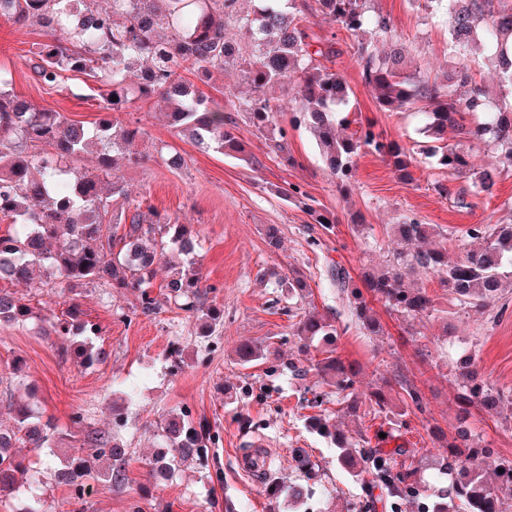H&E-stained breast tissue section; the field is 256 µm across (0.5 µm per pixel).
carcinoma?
<instances>
[{
	"mask_svg": "<svg viewBox=\"0 0 512 512\" xmlns=\"http://www.w3.org/2000/svg\"><path fill=\"white\" fill-rule=\"evenodd\" d=\"M434 14L448 19V54L453 63L447 78L429 81L400 68L401 48L388 57L377 53L376 42L392 32L390 18L370 10V0H254L243 13L239 0H0V17L22 26H37L47 36L35 51L33 71L49 87L59 85L67 73L91 79L103 94V116L85 126L58 112L36 107L4 89L8 73L0 71V223L12 224L14 232L0 235V324L27 321L35 311L8 289L26 281L34 268L45 270L59 287L99 284L133 290L140 294L141 313L159 309L148 288L156 266L167 250L183 256L182 265L165 285L166 299L192 314L203 333L223 320L224 310L206 304L207 285L195 259V236L186 224L157 215L147 221L139 210L112 212V197L125 190L112 180L116 154L130 152L143 130L135 123L111 119L136 101L156 95L165 104L168 125L188 133L199 145L226 155L243 153L233 133L232 117L215 102L182 79L181 72L209 76L228 66L242 69L255 96L247 114L257 132L273 142L281 162L294 164L288 155V129L279 125L280 100L267 94L275 87L297 88L291 125L315 135L324 162L341 189L349 190L355 176L356 157L369 150L391 165L400 179L413 180L410 156L403 146L375 131L371 122L360 124L349 135L339 133L352 110L353 92L342 74L331 68L340 56L331 40L314 44L306 32L307 15L317 12L331 24L357 38L356 59L365 85L375 92L379 111L400 112L418 107L426 116L422 133L440 140L448 129L458 142L438 146L431 157L452 175L471 180L474 195L490 196L502 171L512 169V104L501 103L476 83L469 55L476 46L497 79L499 93L512 96V4L508 0H415ZM235 25L246 43L227 37ZM118 100H112V97ZM493 146L499 165L477 164L472 144ZM96 150L95 171L65 168L89 150ZM124 225L121 236L114 229ZM398 247L385 265L363 274L364 289L354 284L340 266L328 270L330 280L350 294L349 307L356 323L370 336L383 327L364 294L403 317L430 316L434 301L427 289L414 286L409 275L418 269L434 275L441 287L461 305L481 309L512 293V224H474L465 236L479 246L463 258L448 262V237L434 224L410 220L390 227ZM51 331L70 338L67 348L82 363L102 360L104 351L94 344V325L79 319L77 306L68 318L51 323ZM292 335L304 342L337 335L333 321L314 312L292 324ZM237 361L248 365L266 356L265 348L242 344ZM289 371L302 378L314 371L335 387L337 403L346 414H383L389 407L383 391L365 399L355 394L359 367L345 363L334 350L310 357ZM458 426L446 450L437 455L438 465L451 477L445 496L428 504L422 501L419 470L400 457L408 449L387 450L371 445L364 436L355 440L326 416L309 417V427L332 438L339 466L368 489L366 508L379 502L385 512H396L401 502L419 501L418 512H502V500L512 498V460L494 461L495 483L488 482L476 462L490 457L469 418L471 409L493 414L512 404V391L487 381L474 358L468 357L459 373ZM403 392L404 405L425 414L419 390L406 379H394ZM13 424H0V502L20 492L27 468L17 459L18 444L46 448L52 434L41 420L37 405L22 403L13 408ZM170 453L165 464L201 457L211 442L208 427L194 424L185 412L170 415L162 426ZM86 444L100 458L112 461L108 481L124 480L122 464L127 449L110 434L91 432ZM85 460L75 457L54 469L55 481L79 499L84 494ZM379 495H374L375 490Z\"/></svg>",
	"mask_w": 512,
	"mask_h": 512,
	"instance_id": "cac0c4a2",
	"label": "carcinoma"
}]
</instances>
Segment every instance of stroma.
Returning <instances> with one entry per match:
<instances>
[{
  "label": "stroma",
  "instance_id": "35a3bbf8",
  "mask_svg": "<svg viewBox=\"0 0 512 512\" xmlns=\"http://www.w3.org/2000/svg\"><path fill=\"white\" fill-rule=\"evenodd\" d=\"M372 6L390 17L394 40L406 46V72L441 78L448 68L445 24L410 0H372ZM307 27L313 40L335 39L340 51L336 66L356 103L348 131L369 120L387 139L410 149L412 181L400 180L378 155L364 151L351 191L342 192L314 138L302 129L289 130L288 151L296 163L283 165L243 109L252 89L236 67L212 73L204 82L190 72L185 79L217 102L233 98L242 158L202 149L169 127L157 98L116 113L119 123L140 125L143 135L134 146L138 163H121L116 172L126 195L114 201V208L131 203L146 218L166 215L190 225L199 239L197 258L214 287L208 300L223 307L224 322L203 337L194 318L174 304L142 315L131 291L83 285L61 296L39 271L31 283L17 284V295L48 318L63 316L77 304L82 319L95 326L96 345L105 357L89 366L66 356L62 340L43 335L37 321L0 327V421L10 422L12 405L24 401L32 385L44 417L55 426L52 454L23 448L20 456L36 471L66 456L86 458L88 465L82 500H70L68 489L48 478L25 486L19 497L0 504V512H19L33 498L46 501L51 512H296L287 495H272L271 483L303 477L311 491L307 512H363L360 486L339 468L329 439L308 427L313 410L304 396L317 385V376L298 379L288 369L289 362L305 358L292 324L295 315L308 310L334 317L337 355L361 367L359 394L397 374L420 390L428 411L419 417L398 419L404 404L396 394L385 417L344 418L333 402L325 409L349 435L385 433L390 445L411 449L428 498L440 497L449 486L432 453L433 433L451 432L455 423L459 359L474 354L490 383L512 388V294L476 311L460 306L437 278L421 272L417 282L435 299L432 316L404 319L380 307L376 313L385 333L368 336L352 319L346 293L330 285L328 277L335 264L356 278L363 268L385 263L392 248L389 228L407 219L439 225L448 235L449 260H457L470 244L465 229L512 220V169L502 171L493 196L472 195L468 179L436 168L427 158L433 143L419 132L418 112L378 110L354 57L355 38L316 15ZM45 39L39 27L0 18V70L11 74L13 92L35 105L92 124L102 106L92 81L73 76L55 88L36 81L34 51ZM174 150L185 159L182 168L164 162ZM295 185L311 198V208L283 199L282 190ZM461 195L467 207H459ZM316 211L332 218L331 229L315 223ZM358 220L365 224L360 234L352 229ZM271 225L281 239L276 250L266 242ZM295 270L308 290L292 299L277 280ZM244 343L267 346V359L249 367L238 364L235 350ZM18 360L25 373L21 379L13 373ZM180 407L210 428L207 463L188 461L160 480L151 467L163 443L161 424ZM76 411L83 414L78 424L71 420ZM473 427L493 457L512 459V405H503L495 416H475ZM111 430L128 451L125 480L118 486L102 479L108 463L91 459L84 443L87 433ZM305 457L313 465L308 475L301 467Z\"/></svg>",
  "mask_w": 512,
  "mask_h": 512
}]
</instances>
